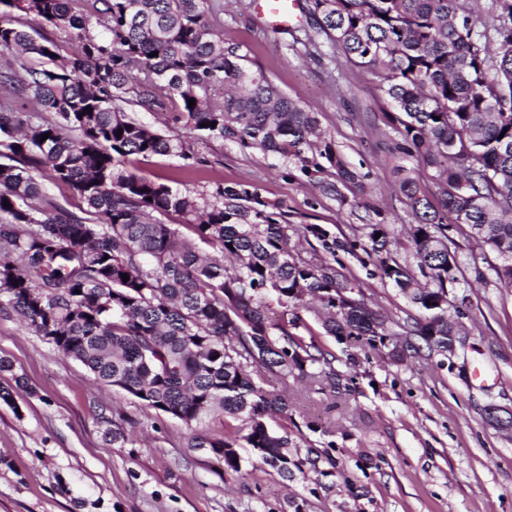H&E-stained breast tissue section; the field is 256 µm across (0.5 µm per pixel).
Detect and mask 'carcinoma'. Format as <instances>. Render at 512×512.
Here are the masks:
<instances>
[{
	"mask_svg": "<svg viewBox=\"0 0 512 512\" xmlns=\"http://www.w3.org/2000/svg\"><path fill=\"white\" fill-rule=\"evenodd\" d=\"M77 2L0 0V92L14 98L0 103V309L145 412L185 424L187 447L211 449L225 468L241 466L236 440L193 430L215 413L247 421L242 439L282 477L317 468L316 457H289L288 433L270 425L288 403L263 374L312 378L308 367L329 365L296 333L307 324L295 309L309 301L329 336L370 346L389 338L381 316L345 300L336 251L371 250L379 279L420 312L408 334L438 354L456 327L440 303L458 270L448 225L496 249L503 263L493 271L512 286V0H492L493 42L461 0H309L307 39L324 38L376 80L394 149L436 169L434 200L411 176L399 181L423 284L392 257L384 219L344 242L306 225L324 252L315 261L289 248L296 226L256 186L199 193L140 173L154 155L187 161L194 151L128 105L162 111L165 125L196 139L269 153L287 177L327 172L336 182L319 184L342 203L338 186L359 183L318 112L224 45L206 20L210 0H95L92 14ZM14 13L63 34L67 53L35 40ZM142 68L146 81L130 82ZM167 98L179 111H166ZM40 173L76 190L82 215L53 205ZM266 297L281 307L275 321L257 304Z\"/></svg>",
	"mask_w": 512,
	"mask_h": 512,
	"instance_id": "1",
	"label": "carcinoma"
}]
</instances>
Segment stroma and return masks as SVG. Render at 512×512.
<instances>
[{
  "label": "stroma",
  "instance_id": "35a3bbf8",
  "mask_svg": "<svg viewBox=\"0 0 512 512\" xmlns=\"http://www.w3.org/2000/svg\"><path fill=\"white\" fill-rule=\"evenodd\" d=\"M307 0L297 18L267 28L256 0H216L207 19L252 69L262 70L294 99L314 107L362 185L346 204L305 180L284 176L273 156L229 141L195 145L201 160L188 182L183 159L156 155L146 174L171 187L210 191L214 183L247 182L282 205L289 223L319 224L354 238L374 209L387 214L391 246L414 264L406 230L414 219L398 191V167L437 195L435 169L394 149L386 105L371 77L308 43ZM448 229L458 261L448 289V314L465 329L464 347L446 357L419 348L395 357L390 347L350 345L326 335L313 312L302 311L299 335L331 359L333 381L268 378L284 392L288 413L272 419L288 433L292 457L323 455L318 470L284 480L261 464L243 435L244 424L222 414L199 429L238 439L240 471L219 465L206 448L187 447L188 430L167 416L146 415L128 392L97 383L76 360L0 312V356L13 364L0 373L11 403L0 401V512H512V433L492 425L487 408L512 410V287L493 272L501 258ZM352 296L380 313L388 331L401 333L418 310L375 274L367 254H340ZM120 429L122 439L108 432Z\"/></svg>",
  "mask_w": 512,
  "mask_h": 512
}]
</instances>
